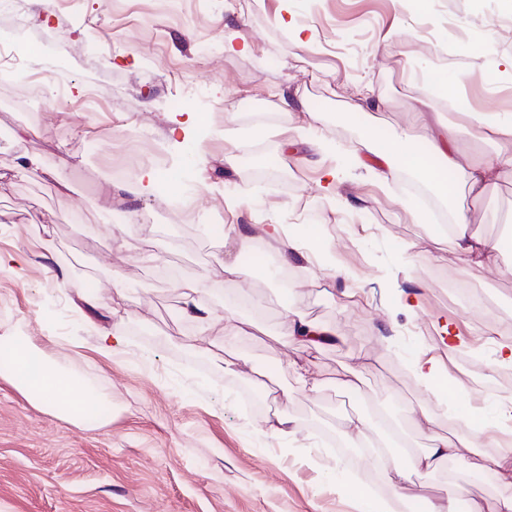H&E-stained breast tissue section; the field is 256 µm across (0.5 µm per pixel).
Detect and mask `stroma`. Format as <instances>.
Returning a JSON list of instances; mask_svg holds the SVG:
<instances>
[{
  "mask_svg": "<svg viewBox=\"0 0 512 512\" xmlns=\"http://www.w3.org/2000/svg\"><path fill=\"white\" fill-rule=\"evenodd\" d=\"M50 11L45 21L36 0H0V42L42 50L0 69V336L83 376L100 405L75 425L0 379V512H357L343 491L353 472L401 495L402 512L456 477L472 500L512 493V477L463 468L482 453L477 439L396 486L341 447L354 414L373 438L383 422L399 429L388 456L400 467L432 436L461 435L459 404L512 417L484 381L500 367L497 345L512 343V246L465 265L449 236L404 208L427 198L430 213L442 209L431 191H411L417 174L393 168L381 181L350 162L370 129L423 149L416 114L427 109L460 126L465 163L499 172L481 197L458 192L471 232H511L512 140L472 137L428 76L446 73L470 112L512 114V0H52ZM231 38L246 50H225ZM183 112L208 115L190 148L169 137ZM268 153L274 178L256 173ZM134 155L130 178L152 173L153 192L109 198L121 183L113 168ZM29 157L50 177L24 175ZM329 167L338 180L326 193ZM228 224L317 233L332 262L295 258L281 287L271 249L225 238ZM224 259L240 265L249 305L225 282ZM336 267L345 275L334 280ZM167 268L183 280L162 279ZM446 277L470 286V308ZM189 297L217 318L203 328L183 315ZM104 306L124 318L123 352L98 347ZM292 309L334 340L298 352L282 334ZM229 321L244 333L225 339ZM356 354L366 362L349 394L341 383ZM419 356L457 381L447 402L413 377ZM298 365L309 387L297 385ZM246 389L262 409L245 406ZM279 408L301 427L292 440L268 430ZM423 411L432 427L418 423Z\"/></svg>",
  "mask_w": 512,
  "mask_h": 512,
  "instance_id": "35a3bbf8",
  "label": "stroma"
}]
</instances>
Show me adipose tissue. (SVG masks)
Wrapping results in <instances>:
<instances>
[{
	"label": "adipose tissue",
	"instance_id": "obj_1",
	"mask_svg": "<svg viewBox=\"0 0 512 512\" xmlns=\"http://www.w3.org/2000/svg\"><path fill=\"white\" fill-rule=\"evenodd\" d=\"M428 147L416 150L407 136L396 135L378 141L368 135L352 162L358 166L376 164L378 169L400 166L426 177L434 193L445 202H453L459 186H466L474 196H481L489 181L497 177L494 166L463 168L456 160L457 132L449 125L428 127ZM466 210L455 212L454 245L461 259L469 265L482 264L495 251V243L471 233ZM0 377L10 381L31 402L54 410L74 424L87 420L95 404L86 381L28 349L18 339H0Z\"/></svg>",
	"mask_w": 512,
	"mask_h": 512
}]
</instances>
